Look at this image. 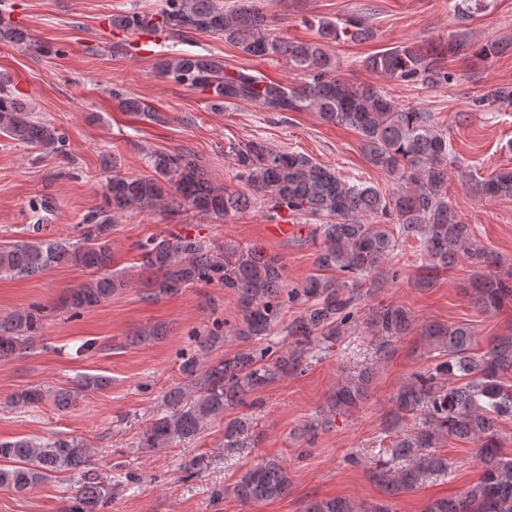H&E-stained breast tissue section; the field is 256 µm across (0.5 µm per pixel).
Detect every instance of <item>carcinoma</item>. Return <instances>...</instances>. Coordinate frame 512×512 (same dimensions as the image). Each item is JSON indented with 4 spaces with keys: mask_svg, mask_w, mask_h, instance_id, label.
I'll return each mask as SVG.
<instances>
[{
    "mask_svg": "<svg viewBox=\"0 0 512 512\" xmlns=\"http://www.w3.org/2000/svg\"><path fill=\"white\" fill-rule=\"evenodd\" d=\"M482 2L455 0L453 8L464 22L472 11L482 8ZM112 28L125 32L152 29L176 36L217 35L251 59L287 62L297 75V81L288 84L257 70L229 71L220 60L188 53L162 59L159 71L226 103L247 101L267 112L315 110L326 123L354 130L368 161L397 185L383 194L370 185L342 178L335 167L303 152L277 149L261 138L232 148L238 166L234 185L210 179L202 160L189 150L154 151L149 156L151 174L141 177L122 173L117 162L110 161L104 203L81 225L78 238H55L46 233L47 225L30 224L26 239L0 243V276L26 278L61 266L86 271L87 279L61 300V308L79 313L131 284L128 273L113 268L112 230L118 214L175 205L220 222L259 203L274 215L288 211L319 218L314 228V235L322 240L318 273L300 288L287 287L281 258L256 247L226 255L196 237L169 232L138 244L141 267L150 273L151 297L177 295L214 281L232 290L241 313L235 336L243 342L266 340L286 307L305 306L300 318L287 327L293 344L277 355L267 347L252 346L208 363L201 355L223 344L224 332L210 330L199 337V351L182 357L179 365L183 384L165 392V410L143 433L139 447L164 448L191 439L206 421L246 405L248 397L275 379L302 372L314 342L334 341L342 334L362 299V280L408 239L419 241L429 258L423 284L432 283L436 274L460 259L471 258L484 268L472 282L476 304L490 310L512 300V272L495 271L499 256L477 246L473 228L448 199L452 151L432 113L403 108L380 87L337 74L332 47L374 37L363 19L320 20L317 39L301 43L271 35L268 16L258 0H240L230 12L216 0H166L165 8L152 16L138 11L113 15ZM0 41L27 46L32 38L27 31L0 22ZM511 47V36L475 44L467 30L460 29L431 49L404 43L368 56L362 65L391 81L437 87L454 81L448 59L476 57L489 62ZM492 105L500 110L512 108V86L497 87L469 103L473 112ZM0 135L51 150L62 140L54 126L33 119L18 96L1 84ZM464 182L484 199L512 197V167L501 168L486 179L469 173ZM327 271L344 272L351 279L337 281L326 277ZM43 319L40 306L1 317L0 360L26 352ZM368 325L385 353L394 339L413 329V320L401 305L380 304L372 309ZM422 335L446 360L413 375L393 396V404L395 417L421 414L424 427L389 445L390 455L407 459L408 465L394 472L379 460L372 469L373 478L392 496L410 491L424 477L448 470L447 458L435 453V448L450 437L469 439L477 443L481 478L458 497L433 501L426 512H512V455L501 452L498 430L500 422L512 420V336L497 337L483 353L476 354L467 326L429 325ZM371 380L368 368L347 376L331 394L320 427L332 426L336 415L366 400ZM107 384L103 376L86 375L73 390L51 392L35 387L15 394L11 404L36 406L51 398L57 408L65 410L83 392ZM250 428L243 416L228 421L224 447H239L241 436ZM57 474L74 481L70 512H104L112 496L111 482L92 466L91 449L82 440H0V485L26 490ZM288 486L282 463L266 457L241 477L234 493L244 503L271 500L286 495ZM306 512H393V508L387 503L359 506L333 498L310 502Z\"/></svg>",
    "mask_w": 512,
    "mask_h": 512,
    "instance_id": "obj_1",
    "label": "carcinoma"
}]
</instances>
